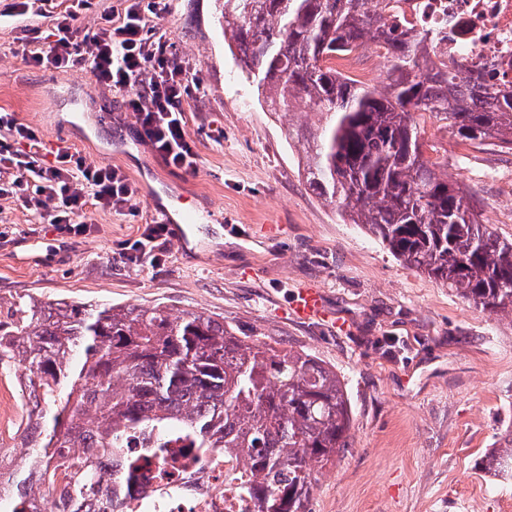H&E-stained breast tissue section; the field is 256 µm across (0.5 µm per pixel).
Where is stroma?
Returning a JSON list of instances; mask_svg holds the SVG:
<instances>
[{
  "label": "stroma",
  "mask_w": 512,
  "mask_h": 512,
  "mask_svg": "<svg viewBox=\"0 0 512 512\" xmlns=\"http://www.w3.org/2000/svg\"><path fill=\"white\" fill-rule=\"evenodd\" d=\"M0 0V109L36 128L48 149L77 148L88 164L147 173L125 214L97 212L84 239L60 237L0 199V303L30 295L87 304L151 306L223 317L242 334L311 353L333 366L351 403V448L317 479L309 512H512V484L479 461L512 429V316L492 315L397 261L357 224L343 221L305 180L288 126L313 113L269 112L243 80L215 0H161L158 23L206 93L184 104L199 154L184 175L137 141L134 117L78 69L27 66L18 51L47 31L61 0L21 13ZM101 123L68 125L71 101ZM437 171L473 196L481 223L512 239V154L462 142L421 122ZM130 142L111 155L112 140ZM206 213L197 247L169 242L161 262L117 261L155 215L151 195ZM304 286L320 289L341 322L294 316Z\"/></svg>",
  "instance_id": "obj_1"
}]
</instances>
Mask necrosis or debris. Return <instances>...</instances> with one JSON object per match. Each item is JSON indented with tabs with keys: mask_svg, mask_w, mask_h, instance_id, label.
Segmentation results:
<instances>
[{
	"mask_svg": "<svg viewBox=\"0 0 512 512\" xmlns=\"http://www.w3.org/2000/svg\"><path fill=\"white\" fill-rule=\"evenodd\" d=\"M408 21L417 29L442 33L441 53L464 66L489 58L499 66L491 82L512 87V0H416ZM237 461L216 456L199 464L187 451L146 465L136 476L112 483L113 499L129 512H255L236 475Z\"/></svg>",
	"mask_w": 512,
	"mask_h": 512,
	"instance_id": "necrosis-or-debris-1",
	"label": "necrosis or debris"
}]
</instances>
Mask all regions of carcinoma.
I'll list each match as a JSON object with an SVG mask.
<instances>
[{
  "mask_svg": "<svg viewBox=\"0 0 512 512\" xmlns=\"http://www.w3.org/2000/svg\"><path fill=\"white\" fill-rule=\"evenodd\" d=\"M241 76L271 112L309 110L288 127L309 186L403 264L494 315H512V240L481 223L469 197L426 157L419 119L512 150V89L490 64L463 72L432 59L436 33L407 26L410 0H216ZM383 51L379 84L335 60ZM28 374L32 405L17 431L31 449L6 472L12 512L44 494L84 506L142 458L180 444L203 463L216 449L243 468L257 512H308L316 468L350 446L351 404L336 370L303 350L256 343L203 312L16 299L0 320V372ZM143 440L140 453L127 446ZM482 470L512 479V431Z\"/></svg>",
  "mask_w": 512,
  "mask_h": 512,
  "instance_id": "carcinoma-1",
  "label": "carcinoma"
}]
</instances>
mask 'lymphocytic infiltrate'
<instances>
[{
  "mask_svg": "<svg viewBox=\"0 0 512 512\" xmlns=\"http://www.w3.org/2000/svg\"><path fill=\"white\" fill-rule=\"evenodd\" d=\"M92 0H70L52 19L44 47L23 49L30 66L79 68L108 87L135 117L137 137L173 169L196 173L199 155L191 139L184 102L203 94L158 27L155 0H125L120 13L106 9L94 30L80 17ZM138 185L116 166H89L75 150L48 153L38 132L15 113L0 111V197L29 211L38 223L53 225L69 238L89 236L98 211L123 213ZM171 230L156 220L140 237L120 244L116 255L129 264L157 262Z\"/></svg>",
  "mask_w": 512,
  "mask_h": 512,
  "instance_id": "obj_1",
  "label": "lymphocytic infiltrate"
}]
</instances>
